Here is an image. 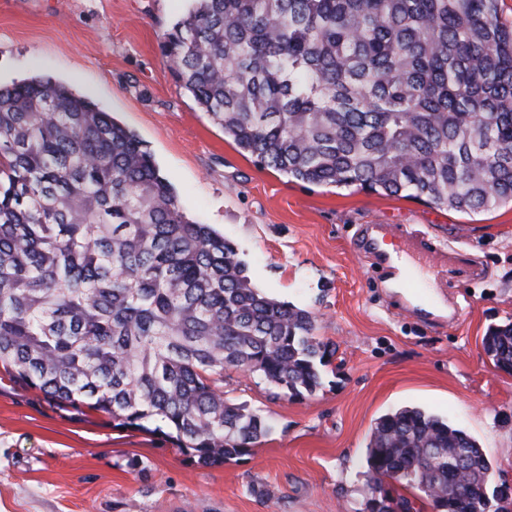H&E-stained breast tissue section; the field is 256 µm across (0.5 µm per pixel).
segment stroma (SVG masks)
I'll return each mask as SVG.
<instances>
[{
	"label": "stroma",
	"instance_id": "35a3bbf8",
	"mask_svg": "<svg viewBox=\"0 0 512 512\" xmlns=\"http://www.w3.org/2000/svg\"><path fill=\"white\" fill-rule=\"evenodd\" d=\"M188 0H0V84L61 81L134 131L188 218L231 241L252 283L308 311L332 351L310 396L275 397L224 374L226 397L272 432L248 455L202 466L163 435L117 430L0 379V512H361L376 419L418 406L467 431L512 483V372L482 339L512 322V207L466 215L353 188L304 184L241 152L180 88L163 35ZM370 224H404L449 263L440 316L424 320L359 248Z\"/></svg>",
	"mask_w": 512,
	"mask_h": 512
}]
</instances>
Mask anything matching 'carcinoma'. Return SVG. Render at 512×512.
<instances>
[{
  "label": "carcinoma",
  "mask_w": 512,
  "mask_h": 512,
  "mask_svg": "<svg viewBox=\"0 0 512 512\" xmlns=\"http://www.w3.org/2000/svg\"><path fill=\"white\" fill-rule=\"evenodd\" d=\"M166 62L242 151L297 181L466 214L512 205V25L499 0H192ZM512 371V323L483 338ZM311 314L263 294L235 247L188 218L152 154L64 83L0 86V368L115 429L168 430L203 466L272 430L224 371L291 397L321 385ZM434 512H499L464 429L417 407L367 448Z\"/></svg>",
  "instance_id": "1"
}]
</instances>
